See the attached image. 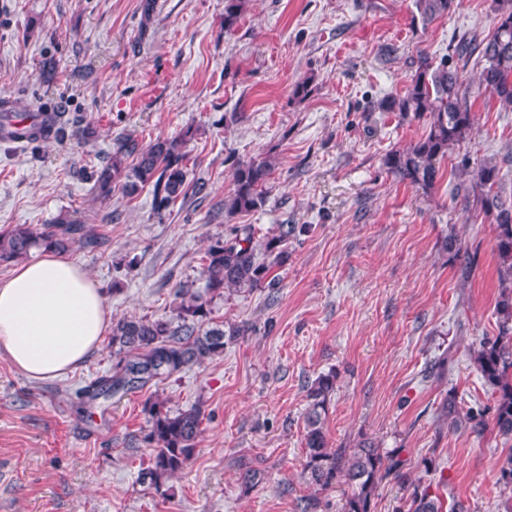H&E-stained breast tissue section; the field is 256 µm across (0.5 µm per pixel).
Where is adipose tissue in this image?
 <instances>
[{
  "instance_id": "ef3b65f1",
  "label": "adipose tissue",
  "mask_w": 512,
  "mask_h": 512,
  "mask_svg": "<svg viewBox=\"0 0 512 512\" xmlns=\"http://www.w3.org/2000/svg\"><path fill=\"white\" fill-rule=\"evenodd\" d=\"M111 329L101 289L70 260L38 254L0 281V350L30 378L76 369Z\"/></svg>"
}]
</instances>
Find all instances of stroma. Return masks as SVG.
<instances>
[{
    "mask_svg": "<svg viewBox=\"0 0 512 512\" xmlns=\"http://www.w3.org/2000/svg\"><path fill=\"white\" fill-rule=\"evenodd\" d=\"M415 13L413 0H247L228 32L224 0H0V95L67 120L59 138L0 144V227L87 225L97 245L67 257L113 318H175L178 286L204 291L206 250L233 227L258 241L279 224L308 227L289 241L276 290L213 296L212 323L249 331L204 364L95 400L116 363L107 346L46 380L0 352V512H298L312 494L321 512H341L342 488L302 476L305 387L331 372L332 447L401 449L431 493L503 512V438L450 429L441 404L451 392L462 408L492 401L473 349L498 332L495 230L449 183L462 156L490 160L512 197V109L480 85L481 62L455 52L462 36L492 32V0H454L426 26ZM424 52L459 69L474 116L427 193L384 165L427 118L378 107L404 93ZM301 81L307 93L294 95ZM83 127L94 137L80 139ZM189 127L186 195L169 215H155L146 189L94 199L88 176L116 137L145 147ZM260 158L274 162L264 203L226 216L235 163ZM451 235L478 250L465 283L443 247ZM157 398L205 414L191 462L163 494L140 477L143 408ZM246 464L260 474L252 488Z\"/></svg>",
    "mask_w": 512,
    "mask_h": 512,
    "instance_id": "obj_1",
    "label": "stroma"
}]
</instances>
